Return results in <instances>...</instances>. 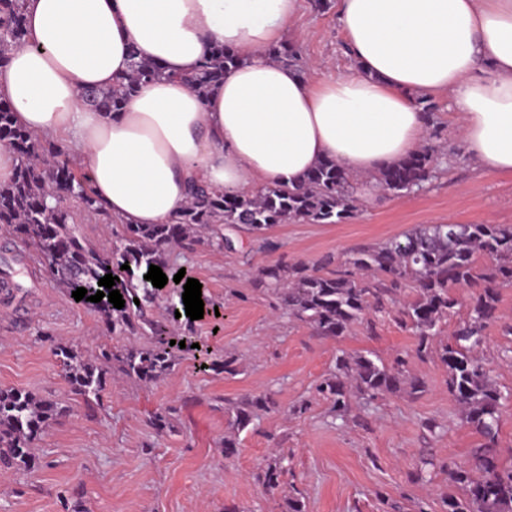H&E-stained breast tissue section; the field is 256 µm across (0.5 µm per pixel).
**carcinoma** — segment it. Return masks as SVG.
<instances>
[{"label": "carcinoma", "mask_w": 512, "mask_h": 512, "mask_svg": "<svg viewBox=\"0 0 512 512\" xmlns=\"http://www.w3.org/2000/svg\"><path fill=\"white\" fill-rule=\"evenodd\" d=\"M24 38L22 0H0V68L8 63L10 52L24 44ZM243 61L241 54L217 45L187 83L205 95ZM164 76L159 66L134 58L126 76L112 87L83 90L80 98L100 110L120 112L142 84ZM417 104L432 126L428 141L418 152L374 177L375 186L385 193L422 189L441 163L444 147L431 121L433 106L425 97ZM0 146L11 150L18 160L12 181L0 185V224L13 226L61 288L90 291L106 274L118 277L124 307L117 309L110 302L98 305L107 330L128 336L152 335L148 346L131 343L121 351L103 347L92 354L55 345V356L71 392L87 403L106 387L110 363H118L125 376L150 383L172 369L178 353L191 349L189 345L183 349L170 345V337L156 335L157 325L144 316L152 294L137 283L138 272L152 264L164 266L169 248L202 243L234 252L242 230L261 237L278 224H339L359 211L362 184L336 164L322 162L296 188L269 183L230 202L220 191L193 185L186 204L169 222L126 224L121 244L101 253L76 235L67 208L61 203L53 207L48 199L66 197L109 220L112 216L69 157L54 142L17 125L5 100H0ZM478 254L489 263L478 266ZM125 263L130 269H121ZM461 285L475 286L478 293L471 298L467 315L451 341L438 345L440 324L458 305L452 290ZM511 286L510 224H465L455 235L448 234L443 224L419 226L381 244L358 248L344 260L328 257L320 270L271 265L259 269L255 277L256 289L272 296L276 308L326 338L341 337L367 313H386L389 306L399 304L396 319L417 337L415 355L421 359L438 356L448 369V392L461 406L464 421L484 438L474 450L471 464L448 465V482L462 494L446 495V512H512V466H501L494 449L501 409L509 394L500 389L480 357L486 328L496 318L499 290ZM3 288L10 289L5 296L9 302L22 289L7 264L0 268V290ZM406 288L413 295L401 301L398 296ZM405 365L406 361L400 360L390 368L369 354L343 351L336 356L334 371L315 391L331 404L337 417L348 412L357 394L374 400L403 391L415 398L425 391V382L410 374ZM274 407L269 394L229 403L233 431L224 437L226 457L237 453L239 433L259 413ZM66 413L65 408L33 392L0 389V466L28 468L33 441L49 422ZM284 472L279 462L268 466L262 484L269 491L278 489Z\"/></svg>", "instance_id": "1"}]
</instances>
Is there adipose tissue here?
Instances as JSON below:
<instances>
[{"instance_id":"1","label":"adipose tissue","mask_w":512,"mask_h":512,"mask_svg":"<svg viewBox=\"0 0 512 512\" xmlns=\"http://www.w3.org/2000/svg\"><path fill=\"white\" fill-rule=\"evenodd\" d=\"M26 41L0 69L15 122L69 152L126 224H162L199 181L233 196L296 187L320 161L376 173L417 151L422 95L444 94L481 170L512 172V0H339L359 71L303 79L269 59L302 0H24ZM245 60L207 95L184 81L215 45ZM165 76L123 111L84 104L132 57Z\"/></svg>"}]
</instances>
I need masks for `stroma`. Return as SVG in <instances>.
<instances>
[{"label":"stroma","mask_w":512,"mask_h":512,"mask_svg":"<svg viewBox=\"0 0 512 512\" xmlns=\"http://www.w3.org/2000/svg\"><path fill=\"white\" fill-rule=\"evenodd\" d=\"M338 8L339 0L324 7L304 0L288 37L304 79L357 68ZM431 101L449 153L423 189L380 195L342 224H280L262 242L243 234L234 253L196 245L168 254V282L153 289L147 317L174 335L190 333L214 355L236 358L232 374L199 368L185 355L156 382L117 373L98 401L77 398L53 344L91 352L150 339L106 333L97 307L55 285L37 253L0 224V259L12 261L26 291L24 302H0V389L28 390L67 409L36 441L30 469L0 470V512H285L291 495L304 501L306 512H444L442 499L452 487L443 464L469 463L482 442L448 392L447 368L413 357L416 338L394 313L374 315L370 328L354 323L334 340L283 316L254 286L258 268H316L325 258H346L420 224H512V173L482 172L459 140L447 97ZM70 211L79 237L101 250L119 245L120 221L75 202ZM180 272L201 284L202 319L172 315L179 303L173 277ZM498 311L486 330L484 355L498 385L512 391V287L501 289ZM341 350L370 352L387 364L409 355V369L426 390L416 398L358 396L345 419H331L314 387ZM262 393L272 394L277 408L240 432L236 455L225 457L227 404ZM303 402L307 410L296 412ZM160 410L171 417L162 433L150 423ZM283 459L288 471L280 488L267 490L260 474Z\"/></svg>","instance_id":"obj_1"}]
</instances>
